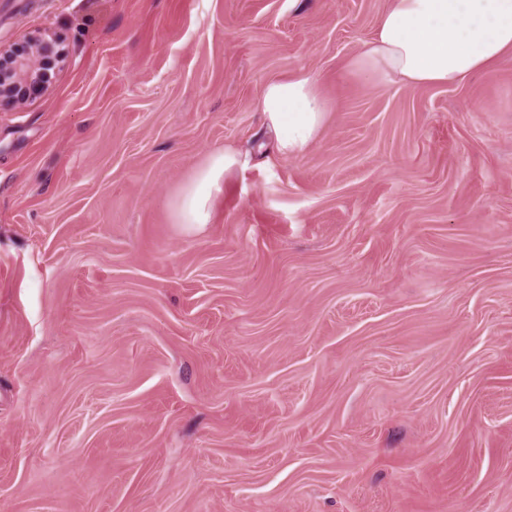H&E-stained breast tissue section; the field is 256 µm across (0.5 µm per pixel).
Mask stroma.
I'll use <instances>...</instances> for the list:
<instances>
[{
    "label": "stroma",
    "mask_w": 512,
    "mask_h": 512,
    "mask_svg": "<svg viewBox=\"0 0 512 512\" xmlns=\"http://www.w3.org/2000/svg\"><path fill=\"white\" fill-rule=\"evenodd\" d=\"M385 7L0 0L65 50L0 105V512H512V51L376 86ZM303 69L325 129L261 156ZM257 107L273 135L274 155L280 158L304 155L322 133L328 112L317 80L307 70L268 80ZM250 155L234 146L207 153L193 168L170 202L174 223L188 227L210 224L224 182L245 170Z\"/></svg>",
    "instance_id": "1"
}]
</instances>
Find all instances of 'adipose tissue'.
Returning a JSON list of instances; mask_svg holds the SVG:
<instances>
[{"instance_id":"obj_1","label":"adipose tissue","mask_w":512,"mask_h":512,"mask_svg":"<svg viewBox=\"0 0 512 512\" xmlns=\"http://www.w3.org/2000/svg\"><path fill=\"white\" fill-rule=\"evenodd\" d=\"M512 50V0H389L375 35L349 69L381 85H456ZM257 107L280 158L304 155L322 133L327 104L306 70L273 78ZM250 155L234 146L207 153L170 202L174 223H210L224 183Z\"/></svg>"}]
</instances>
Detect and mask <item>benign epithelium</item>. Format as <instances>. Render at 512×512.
<instances>
[{
	"label": "benign epithelium",
	"mask_w": 512,
	"mask_h": 512,
	"mask_svg": "<svg viewBox=\"0 0 512 512\" xmlns=\"http://www.w3.org/2000/svg\"><path fill=\"white\" fill-rule=\"evenodd\" d=\"M64 59L61 41L53 34L28 40L20 47L0 49V102L21 104L41 92L49 68Z\"/></svg>",
	"instance_id": "obj_1"
}]
</instances>
